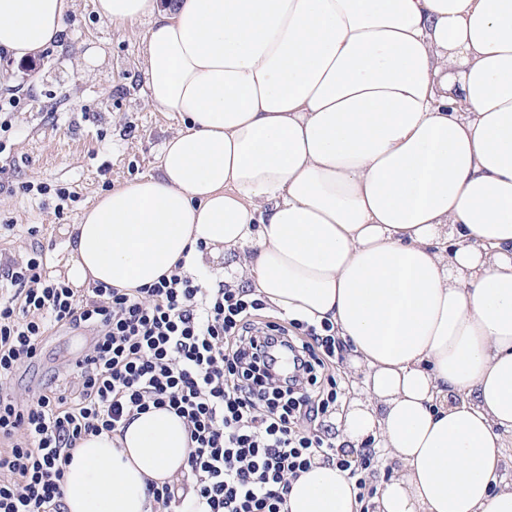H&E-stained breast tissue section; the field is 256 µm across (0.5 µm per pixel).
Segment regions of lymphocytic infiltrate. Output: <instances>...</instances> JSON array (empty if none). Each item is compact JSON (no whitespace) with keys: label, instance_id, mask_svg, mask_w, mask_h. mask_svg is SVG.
Instances as JSON below:
<instances>
[{"label":"lymphocytic infiltrate","instance_id":"1","mask_svg":"<svg viewBox=\"0 0 512 512\" xmlns=\"http://www.w3.org/2000/svg\"><path fill=\"white\" fill-rule=\"evenodd\" d=\"M0 281L12 289L0 301V512H67L78 442L152 409L181 418L189 445L182 481L148 490L158 512H288L292 479L317 464L347 471L359 500L373 497L381 450L344 449L330 425L347 351L333 325L256 327L266 303L253 289L180 266L141 297L101 282L82 295L46 277L39 246L0 266ZM57 327L94 333L67 364L74 385L18 401L10 375Z\"/></svg>","mask_w":512,"mask_h":512}]
</instances>
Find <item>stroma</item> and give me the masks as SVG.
<instances>
[{"label":"stroma","mask_w":512,"mask_h":512,"mask_svg":"<svg viewBox=\"0 0 512 512\" xmlns=\"http://www.w3.org/2000/svg\"><path fill=\"white\" fill-rule=\"evenodd\" d=\"M148 19L120 28L102 23L94 0H74L65 33L37 58L0 53V262L42 245L44 270L65 277L72 224L103 193L156 173L179 119L146 101L142 36ZM69 199L59 200L58 189ZM85 346L52 330L10 387L31 400Z\"/></svg>","instance_id":"1"}]
</instances>
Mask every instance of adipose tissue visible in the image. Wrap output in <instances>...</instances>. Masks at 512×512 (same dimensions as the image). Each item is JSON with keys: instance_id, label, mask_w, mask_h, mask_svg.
<instances>
[{"instance_id": "adipose-tissue-1", "label": "adipose tissue", "mask_w": 512, "mask_h": 512, "mask_svg": "<svg viewBox=\"0 0 512 512\" xmlns=\"http://www.w3.org/2000/svg\"><path fill=\"white\" fill-rule=\"evenodd\" d=\"M71 0H0V49L58 42ZM149 18L150 105L179 115L157 173L73 226V284L143 288L183 255L235 254L289 318L333 324L363 388L341 443L397 468L376 512H512V0H94ZM175 414L79 441L68 512H154L186 468ZM288 512H359L301 473Z\"/></svg>"}]
</instances>
